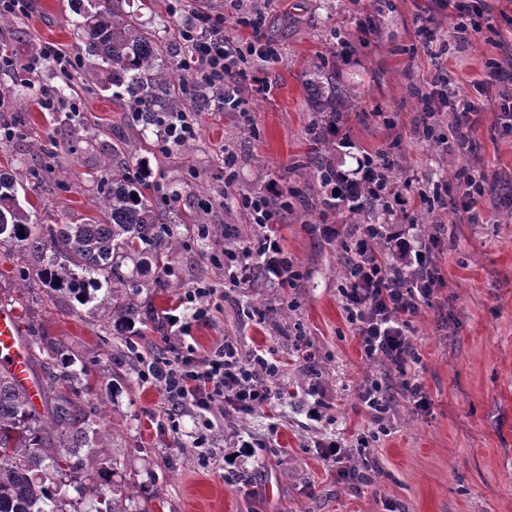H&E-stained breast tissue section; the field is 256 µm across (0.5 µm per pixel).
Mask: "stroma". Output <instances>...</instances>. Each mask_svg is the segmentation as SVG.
Returning <instances> with one entry per match:
<instances>
[{"instance_id":"1","label":"stroma","mask_w":512,"mask_h":512,"mask_svg":"<svg viewBox=\"0 0 512 512\" xmlns=\"http://www.w3.org/2000/svg\"><path fill=\"white\" fill-rule=\"evenodd\" d=\"M72 6V0H33L10 35L17 66L0 74V122L22 135L0 147V165H11L20 181L57 125L56 113L40 109L39 90L61 82L50 67L30 73L25 64L48 42L76 53ZM195 6L223 14L225 33L239 39L249 36L236 24L239 15L265 17L263 40L279 60L252 64V78L242 82L249 115L211 108L196 113L198 139L162 156L149 149L117 97L82 88L87 125L59 151L29 200L42 224L93 214L97 189L86 174L102 159L103 141H124L152 181L180 188L213 230L206 251L186 248L175 265L184 287L205 279L222 295L209 322L194 326L192 344L203 351L229 338L245 354L271 350L282 364L276 379L281 397L244 417H216L212 448L193 447L196 418L184 416L183 435L174 439L161 395L140 378L141 357L162 345L155 325L137 320L129 328L109 327L96 302L29 293L16 306L17 316L78 358L116 426L94 452L108 469L121 512H386L390 503L398 512H512V203L487 208L479 224L451 211L438 225H413L397 212L389 217L393 233L412 246L430 234L439 237L433 262L445 285L422 306L410 333L419 355L415 373L431 405L419 413L396 395L391 433L371 455L370 482L354 490L337 480L316 443L341 434L354 449L374 429L357 392L382 368L362 356L338 298L345 284L338 246L355 236L362 218L350 211L324 216L329 191L301 168L312 146L310 73L324 62L361 103L326 145L350 179H358L364 157L381 153L390 155L395 177L414 174L413 194L437 187L453 197L464 174L476 170L511 177L512 136L503 134L496 112L482 113L465 148L449 150L443 144L447 115H440L435 139L424 137L420 95L438 66H446L464 94L465 75L491 60L506 63L498 43L512 37V0H502L501 12L484 21L480 37L452 45L446 42L456 22L451 15L441 16L431 44L417 36L428 0H387L372 34L356 26L361 0H196ZM258 79L267 93H254ZM228 151L238 172L235 192L274 198L285 188L298 190L288 212L264 230L301 273L285 289L271 271L263 273L262 293L271 305L284 297L294 301L288 315L246 317L248 290L224 273V231L248 221L224 209ZM305 344L315 360L303 359ZM313 383L323 389L319 422L307 416ZM241 435L253 446L234 478L224 472V456Z\"/></svg>"}]
</instances>
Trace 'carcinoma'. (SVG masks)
Instances as JSON below:
<instances>
[{"mask_svg":"<svg viewBox=\"0 0 512 512\" xmlns=\"http://www.w3.org/2000/svg\"><path fill=\"white\" fill-rule=\"evenodd\" d=\"M120 2L73 0V26L82 39L78 77L85 86L123 91L138 112L140 134L145 136L158 127V113L183 111L189 81L178 57L187 48L180 41L172 47L158 44L123 12ZM316 86L313 103L327 110L312 127L319 141L325 129L341 122L340 105L352 102V96L329 71ZM83 124L81 115L69 111L61 116L58 130L71 136ZM53 155L52 148L43 149L25 184L0 171V247L14 251L20 276L34 260L39 283L51 291H68L87 303L88 290H105L113 321L129 322L134 313L132 297L142 289L154 284L180 287L168 277L183 246L180 225H197L196 243L201 249L209 231L198 215L184 213L179 191L162 193L159 185L134 172L121 140L112 143L101 164L88 173L97 183L99 216L78 224H35L19 201V191L37 190ZM307 166L322 184L336 181V169L320 156H312ZM349 201L359 212L375 210V200L357 185L346 186L328 206L336 211ZM236 239L240 250L253 255L249 287L256 288L262 258L256 227L236 231ZM127 258L140 262L141 277L126 271ZM24 341L31 374L42 386L43 410L30 405L11 374L0 370V512H81L78 504L85 499L94 502L95 512H118L108 498V481L102 473L90 488L73 486L76 500H69L66 492L67 479L78 468H97L92 452L83 459L78 453L93 447V439L111 433L104 402L64 387L78 377V370L75 359L63 356L56 342L33 335Z\"/></svg>","mask_w":512,"mask_h":512,"instance_id":"obj_1","label":"carcinoma"}]
</instances>
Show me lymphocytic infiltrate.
<instances>
[{
	"label": "lymphocytic infiltrate",
	"mask_w": 512,
	"mask_h": 512,
	"mask_svg": "<svg viewBox=\"0 0 512 512\" xmlns=\"http://www.w3.org/2000/svg\"><path fill=\"white\" fill-rule=\"evenodd\" d=\"M426 24L438 25L449 10L456 17L452 36L460 43L478 37L477 17L493 12L496 0H431ZM179 20V35L191 46L186 66L194 78L217 91L219 105L245 110L248 101L239 81L253 60L277 61L278 53L261 39L239 41L224 32V18L192 7L189 0H169ZM502 70L494 68L473 81V95H459L443 75L430 80L425 95L427 116L446 112L448 131L457 144H466L481 112L494 109L504 132L512 131V94L500 91ZM347 261L348 285L340 289L339 301L346 321L354 328L367 360L394 366L399 385L416 410L426 411L430 400L412 368L418 361L410 331L413 319L441 285L432 261V247L420 244L407 266L385 260L367 231H360ZM216 290L197 282L181 293L165 315L168 334L166 356L152 362L141 377L165 398L164 414L172 433H180V419L187 407L225 416L249 415L276 398L271 383L279 367L264 350L241 354L232 341H224L201 353L188 341L193 325L207 322ZM321 456L336 468L338 479L357 487L368 478L347 448L343 438L330 437L317 443Z\"/></svg>",
	"instance_id": "obj_1"
}]
</instances>
